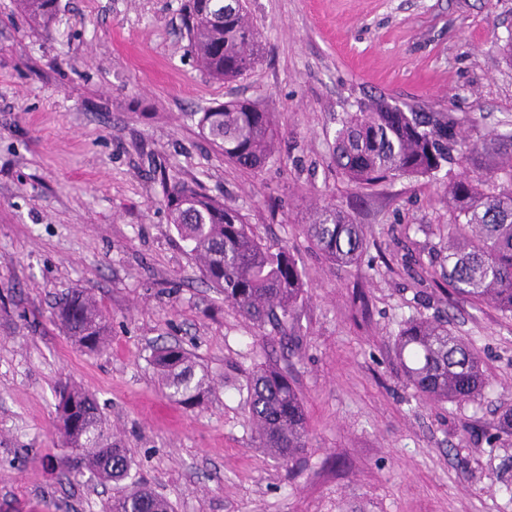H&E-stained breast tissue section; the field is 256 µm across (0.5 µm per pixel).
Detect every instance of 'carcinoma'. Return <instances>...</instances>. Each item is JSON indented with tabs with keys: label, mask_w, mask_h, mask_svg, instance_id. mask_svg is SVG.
<instances>
[{
	"label": "carcinoma",
	"mask_w": 512,
	"mask_h": 512,
	"mask_svg": "<svg viewBox=\"0 0 512 512\" xmlns=\"http://www.w3.org/2000/svg\"><path fill=\"white\" fill-rule=\"evenodd\" d=\"M57 6L58 0H19L21 12L44 29ZM182 22L189 52L216 81L242 76L259 59V33L248 19L245 0H184ZM193 116L200 135L241 168L257 171L275 156L278 129L273 113L255 102L229 101ZM333 156L341 174L357 187L395 177L436 181L448 166L473 167L477 174L443 184L448 265L431 275L445 280L455 294L512 317V133L473 140L462 134L451 112L403 109L374 99L341 120ZM163 187L170 223L203 276L224 294V303L259 325L286 323L305 291L304 274L288 249L274 250L259 242L238 209L208 194L195 180L167 178ZM306 234L322 254L340 264L357 261L365 246L363 227L328 201L315 207ZM56 318L82 350L98 352L108 345L110 323L94 294L72 293ZM394 346L406 380L419 396L468 402L483 397L486 379L477 354L447 322L411 318ZM153 362L163 388L179 404L191 407L212 388L209 374L196 371L181 348H161ZM249 423L260 447L285 465L308 447L302 399L278 369H266L252 381ZM56 425L63 445L73 452L63 462L64 472L86 467L115 484L129 477L131 459L110 441L93 394L76 385L62 387ZM103 512H171V505L134 486L107 501Z\"/></svg>",
	"instance_id": "cac0c4a2"
}]
</instances>
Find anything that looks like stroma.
Masks as SVG:
<instances>
[{"label":"stroma","instance_id":"obj_1","mask_svg":"<svg viewBox=\"0 0 512 512\" xmlns=\"http://www.w3.org/2000/svg\"><path fill=\"white\" fill-rule=\"evenodd\" d=\"M184 0H59L34 26L0 0V512H100L124 485L60 480L56 390L94 394L133 480L174 512H512V319L434 285L448 208L433 182L357 188L335 130L360 101L445 109L463 134L512 132V0H248L260 60L231 82L187 50ZM257 102L279 131L258 172L227 162L190 115ZM199 180L263 244L287 247L305 294L287 330L257 326L201 276L168 220L162 175ZM330 201L366 234L358 261L327 260L304 226ZM101 300L112 342L88 353L58 329L70 292ZM439 318L472 344L481 403L425 401L393 342ZM183 348L214 381L169 399L152 363ZM288 373L308 448L292 466L249 425L256 373Z\"/></svg>","mask_w":512,"mask_h":512}]
</instances>
